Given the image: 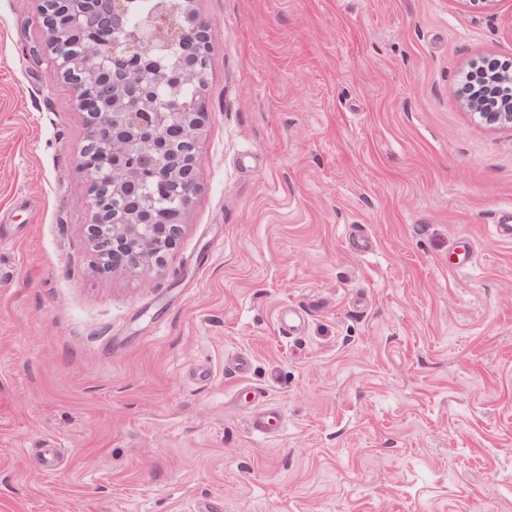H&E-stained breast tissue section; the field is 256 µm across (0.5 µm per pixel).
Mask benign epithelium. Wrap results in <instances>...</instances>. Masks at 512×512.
Here are the masks:
<instances>
[{
	"label": "benign epithelium",
	"instance_id": "7a95c632",
	"mask_svg": "<svg viewBox=\"0 0 512 512\" xmlns=\"http://www.w3.org/2000/svg\"><path fill=\"white\" fill-rule=\"evenodd\" d=\"M37 2L56 76L86 117L77 156L89 178L86 241L104 271L161 267L202 186L206 113L180 93L189 82L205 90L209 23L194 0L138 26L128 24L126 0ZM169 48L175 62L155 64ZM463 107L485 125L512 127L509 109L482 112L466 99Z\"/></svg>",
	"mask_w": 512,
	"mask_h": 512
}]
</instances>
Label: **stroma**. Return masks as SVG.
Here are the masks:
<instances>
[{"label": "stroma", "instance_id": "35a3bbf8", "mask_svg": "<svg viewBox=\"0 0 512 512\" xmlns=\"http://www.w3.org/2000/svg\"><path fill=\"white\" fill-rule=\"evenodd\" d=\"M195 8L202 189L128 273L36 4L0 0V512H512V128L458 92L512 60V0ZM484 65L481 61H474L470 66V70L465 74L462 91L466 93V98L477 97L482 94L485 88H488ZM483 77L484 80L482 79ZM484 81L486 85L482 87L481 85ZM482 98H484V94L480 97V99Z\"/></svg>", "mask_w": 512, "mask_h": 512}]
</instances>
